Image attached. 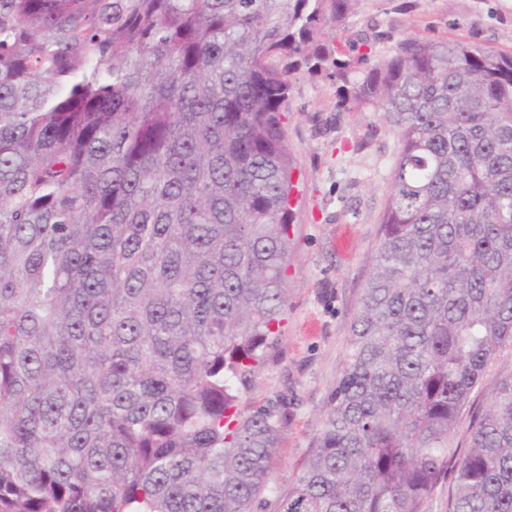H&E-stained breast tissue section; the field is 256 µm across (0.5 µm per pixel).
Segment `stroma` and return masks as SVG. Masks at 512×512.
Instances as JSON below:
<instances>
[{
	"mask_svg": "<svg viewBox=\"0 0 512 512\" xmlns=\"http://www.w3.org/2000/svg\"><path fill=\"white\" fill-rule=\"evenodd\" d=\"M355 27L458 37L512 52V0H361ZM285 134L300 197L293 208L284 333L257 369L242 408L278 403L273 478L293 481L344 365L350 326L379 242L398 151L375 109L340 112L327 81H297Z\"/></svg>",
	"mask_w": 512,
	"mask_h": 512,
	"instance_id": "35a3bbf8",
	"label": "stroma"
}]
</instances>
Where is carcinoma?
<instances>
[{"instance_id": "obj_1", "label": "carcinoma", "mask_w": 512, "mask_h": 512, "mask_svg": "<svg viewBox=\"0 0 512 512\" xmlns=\"http://www.w3.org/2000/svg\"><path fill=\"white\" fill-rule=\"evenodd\" d=\"M359 0H0V512H512V52ZM400 142L323 427L240 407L282 336L297 80ZM512 369V347L505 348L500 356L489 366L487 377L483 384V391H479L475 397V405L481 404L485 399V394L493 384L497 375L501 372Z\"/></svg>"}]
</instances>
